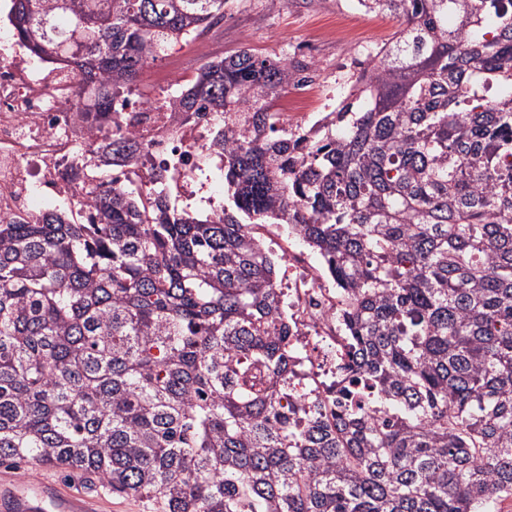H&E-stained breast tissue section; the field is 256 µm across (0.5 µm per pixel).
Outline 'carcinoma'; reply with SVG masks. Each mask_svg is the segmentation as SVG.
<instances>
[{"label": "carcinoma", "instance_id": "carcinoma-1", "mask_svg": "<svg viewBox=\"0 0 512 512\" xmlns=\"http://www.w3.org/2000/svg\"><path fill=\"white\" fill-rule=\"evenodd\" d=\"M226 0H12L82 112ZM399 21L315 131L273 104L308 67L241 50L166 96L224 113V207L163 172L100 182L91 222L0 219V465L62 466L155 512H489L512 496V0H357ZM137 151L112 140V157ZM257 224L336 280L352 338L329 420L288 394Z\"/></svg>", "mask_w": 512, "mask_h": 512}]
</instances>
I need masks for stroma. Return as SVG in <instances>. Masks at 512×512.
I'll return each mask as SVG.
<instances>
[{
  "label": "stroma",
  "instance_id": "35a3bbf8",
  "mask_svg": "<svg viewBox=\"0 0 512 512\" xmlns=\"http://www.w3.org/2000/svg\"><path fill=\"white\" fill-rule=\"evenodd\" d=\"M397 26L392 17L364 15L350 0H290L281 7L271 0H227L219 24L158 51L139 78V90L166 95L207 61L247 49L262 59L288 57L308 65L309 89L332 106L347 93L365 46L389 40Z\"/></svg>",
  "mask_w": 512,
  "mask_h": 512
}]
</instances>
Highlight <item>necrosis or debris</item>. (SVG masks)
<instances>
[{
  "label": "necrosis or debris",
  "mask_w": 512,
  "mask_h": 512,
  "mask_svg": "<svg viewBox=\"0 0 512 512\" xmlns=\"http://www.w3.org/2000/svg\"><path fill=\"white\" fill-rule=\"evenodd\" d=\"M75 72L63 62L14 49L0 56V216L33 220L40 198L56 195L90 203L113 139L130 135L139 149L123 165L128 177L149 180L153 170H173L175 187L192 198L199 190L198 149L217 122L213 112L182 119L162 100L129 102L115 112H81L73 96ZM92 150H82L85 140ZM288 288L283 317L294 349L288 389H308L312 410L327 416L346 377L348 339L343 303L326 284L322 265L297 248L283 253Z\"/></svg>",
  "instance_id": "obj_1"
}]
</instances>
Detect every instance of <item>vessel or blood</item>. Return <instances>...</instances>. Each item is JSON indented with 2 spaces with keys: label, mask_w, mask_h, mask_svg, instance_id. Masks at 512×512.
I'll return each instance as SVG.
<instances>
[{
  "label": "vessel or blood",
  "mask_w": 512,
  "mask_h": 512,
  "mask_svg": "<svg viewBox=\"0 0 512 512\" xmlns=\"http://www.w3.org/2000/svg\"><path fill=\"white\" fill-rule=\"evenodd\" d=\"M95 500L85 493H63L53 482L20 485L9 473L0 474V512H92Z\"/></svg>",
  "instance_id": "b4317fda"
}]
</instances>
